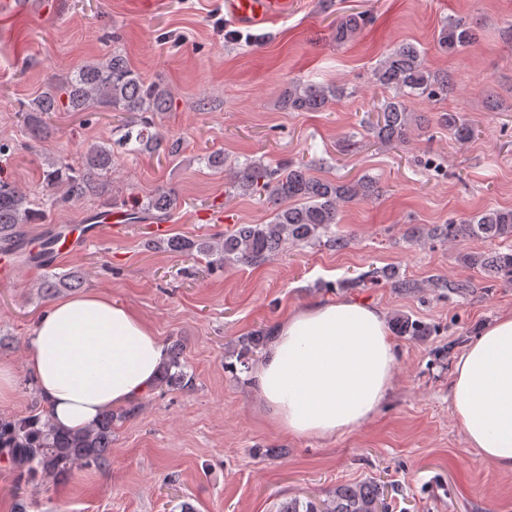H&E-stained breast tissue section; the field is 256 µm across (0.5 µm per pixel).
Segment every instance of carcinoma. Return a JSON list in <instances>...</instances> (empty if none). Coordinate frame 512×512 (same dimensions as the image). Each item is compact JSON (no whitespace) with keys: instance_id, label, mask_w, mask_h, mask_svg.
Here are the masks:
<instances>
[{"instance_id":"obj_1","label":"carcinoma","mask_w":512,"mask_h":512,"mask_svg":"<svg viewBox=\"0 0 512 512\" xmlns=\"http://www.w3.org/2000/svg\"><path fill=\"white\" fill-rule=\"evenodd\" d=\"M367 23V16L361 12L341 16L333 32L336 44L352 41ZM474 40L472 29L452 23L441 29L437 43L442 51L456 54ZM372 80L393 92L376 107L377 120L370 123L372 133L386 144L405 140L414 125L415 118L407 108L406 98L435 97L454 85L452 75L432 72L424 52L411 43L389 49L373 69ZM341 93L343 90L337 87L294 82L288 86L283 104L293 112H321ZM172 100L167 87L146 82L123 55L114 52L81 66L69 78L52 84L48 91L33 99L27 113V127L33 138L41 140L48 137L46 116L51 112H81L90 108L128 112L134 118L122 125L118 144H135L137 151L150 153L163 148L172 155L178 145L169 142L155 122L157 113L169 110ZM447 122L455 141L463 143L471 137L472 129L461 118L450 114ZM113 154L114 149L108 145L94 144L77 167L62 162L51 164V169L43 173L42 208L51 210L96 197L107 210L119 206L130 209L135 223L142 219H165L177 205V196L170 188H158L142 199L135 195L130 200L117 199L104 194L105 184L114 172ZM311 167V163L299 161L274 170L263 160L254 159L226 170L230 188L258 198L271 211V221L237 224L218 238L172 237L166 241L167 248L190 257L203 256L210 266L256 264L290 242L305 244L319 239L339 223L344 205L379 195L377 182L369 176L353 182L326 180L312 175ZM39 215L25 187L0 181V248L24 254L21 226L33 223ZM409 235L420 244L460 238L497 241L506 250L470 251L462 254L460 261L490 278L512 283V209H486L460 224L451 220L430 228L416 226ZM381 279L404 291L423 287L388 269L370 275L373 282ZM82 280L83 273L78 268L65 274L49 273L38 288L49 298L61 288L79 287ZM400 327L407 336L430 334L429 327L420 321L405 318ZM186 378L187 365L182 352L173 346L161 368L157 386L174 389ZM142 409V404L134 403L117 412H107L94 424L76 432L57 426L46 409L33 410L23 418L0 415V465L16 473L19 485L38 477L57 479L76 466L102 469L108 465L115 422L133 419ZM279 512H387V504L384 486L367 480L339 485L322 500L288 499L281 504Z\"/></svg>"}]
</instances>
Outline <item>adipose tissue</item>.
Wrapping results in <instances>:
<instances>
[{"label": "adipose tissue", "instance_id": "1", "mask_svg": "<svg viewBox=\"0 0 512 512\" xmlns=\"http://www.w3.org/2000/svg\"><path fill=\"white\" fill-rule=\"evenodd\" d=\"M166 359L145 319L90 291L39 317L26 365L56 424L79 430L148 392ZM396 359L380 310L316 303L281 323L251 384L279 429L332 438L375 415L395 385ZM451 408L468 447L512 475V312L499 314L457 359Z\"/></svg>", "mask_w": 512, "mask_h": 512}]
</instances>
